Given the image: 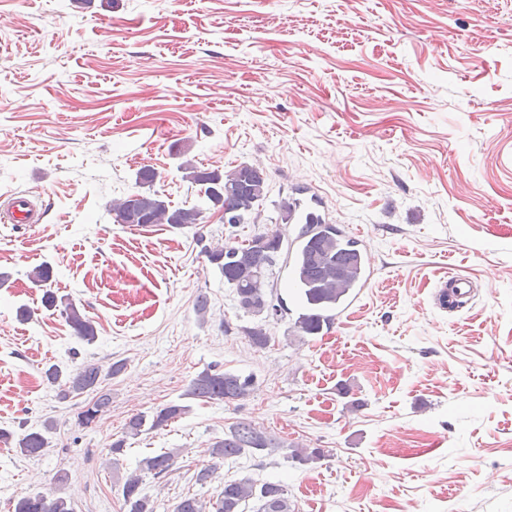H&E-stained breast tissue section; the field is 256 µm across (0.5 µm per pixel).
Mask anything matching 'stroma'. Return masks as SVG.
Here are the masks:
<instances>
[{
	"label": "stroma",
	"instance_id": "35a3bbf8",
	"mask_svg": "<svg viewBox=\"0 0 512 512\" xmlns=\"http://www.w3.org/2000/svg\"><path fill=\"white\" fill-rule=\"evenodd\" d=\"M0 15V196L28 191L45 211L0 223V428L55 423L41 457L0 442V512L37 492L120 512L126 475L169 451L173 470L143 481L155 512L241 478L284 485L293 512H512V0H0ZM187 163L260 168L256 223L113 222L144 167L170 206L198 204ZM299 192L370 272L316 335L294 328L304 299L285 263L267 290L286 310L263 322L202 251L292 240L279 204ZM42 264L93 343L44 307L29 278ZM457 274L472 298L451 311L440 283ZM259 324L263 350L245 335ZM117 359L109 409L80 425L85 399L59 400L45 370ZM210 365L253 375L251 395L191 402L110 465L129 418ZM236 421L282 448L195 483ZM290 444L324 456L299 464ZM61 315L65 318L67 324L71 327L74 334L87 343H92L96 337V329L85 314H82L75 304L66 303Z\"/></svg>",
	"mask_w": 512,
	"mask_h": 512
}]
</instances>
